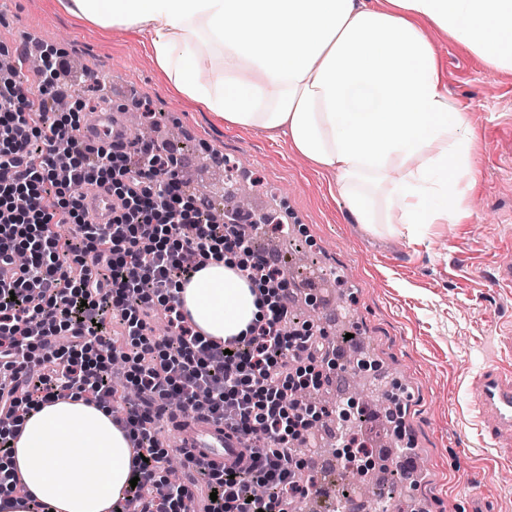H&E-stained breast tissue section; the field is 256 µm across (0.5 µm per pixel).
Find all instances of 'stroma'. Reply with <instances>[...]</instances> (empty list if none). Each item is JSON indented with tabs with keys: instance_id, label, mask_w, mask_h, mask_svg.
<instances>
[{
	"instance_id": "obj_1",
	"label": "stroma",
	"mask_w": 512,
	"mask_h": 512,
	"mask_svg": "<svg viewBox=\"0 0 512 512\" xmlns=\"http://www.w3.org/2000/svg\"><path fill=\"white\" fill-rule=\"evenodd\" d=\"M451 100L464 108L475 137L474 207L459 224H432L422 239L379 237L355 224L330 171L295 155L286 139L225 127L181 98L156 68L148 46L123 29L74 23L57 0H0V42L39 39L76 59L72 87L96 103V79L130 112L150 111L159 144L209 169L199 192L223 201L228 186L250 191L258 213L276 211L285 232H262L256 251L283 257L285 278L312 279L310 310L343 312L384 367L399 411L389 434L399 452L420 461L387 512H512V449L492 448L468 412L482 363L512 371V291L492 280L499 250L512 242V72L482 62L430 31ZM238 168L226 171L225 161ZM303 252L308 265L293 264Z\"/></svg>"
}]
</instances>
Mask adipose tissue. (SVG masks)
I'll return each instance as SVG.
<instances>
[{
    "label": "adipose tissue",
    "instance_id": "ef3b65f1",
    "mask_svg": "<svg viewBox=\"0 0 512 512\" xmlns=\"http://www.w3.org/2000/svg\"><path fill=\"white\" fill-rule=\"evenodd\" d=\"M75 21L148 42L167 83L240 127L287 137L333 171L366 230L417 234L472 209L474 137L453 103L429 33L512 72V0H60ZM175 294L218 341L264 318L234 258L199 263ZM23 486L12 512H112L132 478L126 431L83 395L27 414L7 460Z\"/></svg>",
    "mask_w": 512,
    "mask_h": 512
}]
</instances>
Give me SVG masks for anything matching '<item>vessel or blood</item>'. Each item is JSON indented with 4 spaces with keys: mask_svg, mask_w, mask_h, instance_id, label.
Returning a JSON list of instances; mask_svg holds the SVG:
<instances>
[{
    "mask_svg": "<svg viewBox=\"0 0 512 512\" xmlns=\"http://www.w3.org/2000/svg\"><path fill=\"white\" fill-rule=\"evenodd\" d=\"M78 135L92 145L111 148L123 142L124 120L113 112L111 105L92 112L88 122L80 127ZM84 207L90 219L97 224L112 221L113 201L102 188L82 192ZM474 417L487 441L494 446L512 438V376L496 365L483 367L475 379ZM180 447L207 466H230L246 453V443L237 434L225 430L223 424L211 420L205 413L190 412L178 415L174 425Z\"/></svg>",
    "mask_w": 512,
    "mask_h": 512,
    "instance_id": "b4317fda",
    "label": "vessel or blood"
}]
</instances>
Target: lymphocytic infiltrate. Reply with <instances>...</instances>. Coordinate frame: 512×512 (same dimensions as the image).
Returning a JSON list of instances; mask_svg holds the SVG:
<instances>
[{
    "mask_svg": "<svg viewBox=\"0 0 512 512\" xmlns=\"http://www.w3.org/2000/svg\"><path fill=\"white\" fill-rule=\"evenodd\" d=\"M29 97L19 72L0 81V265L15 267L0 284V367L16 380L0 385V415L21 422L43 403L73 393L123 409L120 426L134 449L139 481L121 512H186L197 492L216 493L205 512H294L307 486L304 462L292 452L317 407L296 409L287 393L304 367L327 372L330 349L312 329L284 333L288 285L250 245L256 223L207 224L187 208L177 161L152 142L133 150L95 149L77 136L75 113L54 109L63 52L49 46ZM120 180L118 211L109 224L91 223L82 189ZM74 225V233L63 228ZM240 254L242 272L274 296L271 315L251 336L217 341L201 336L181 312L173 290L198 258ZM79 263V272L63 266ZM118 321L112 337L108 320ZM165 331L155 334L153 321ZM122 358L124 388L112 380ZM205 411L249 441L248 465L207 469L183 452L189 484L165 488L169 452L157 438L174 414L172 395Z\"/></svg>",
    "mask_w": 512,
    "mask_h": 512,
    "instance_id": "obj_1",
    "label": "lymphocytic infiltrate"
}]
</instances>
